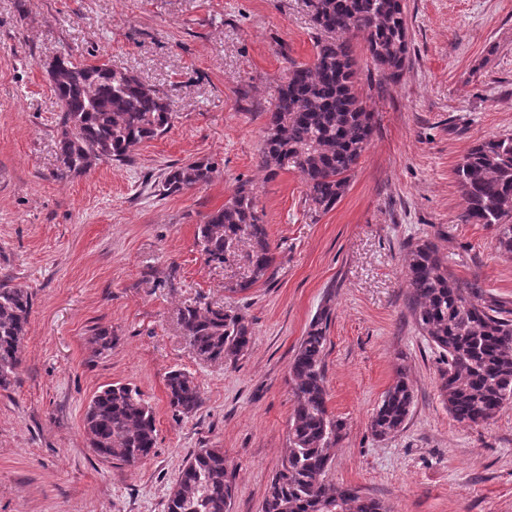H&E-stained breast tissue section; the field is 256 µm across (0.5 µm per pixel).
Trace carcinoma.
I'll use <instances>...</instances> for the list:
<instances>
[{
    "label": "carcinoma",
    "instance_id": "1",
    "mask_svg": "<svg viewBox=\"0 0 512 512\" xmlns=\"http://www.w3.org/2000/svg\"><path fill=\"white\" fill-rule=\"evenodd\" d=\"M308 7L317 31L315 53L310 62L289 67L283 78L267 112L259 165L274 175L298 172L308 211L320 215L347 192L374 132L352 39L364 37L371 62L389 83L403 77L410 41L404 0H308ZM46 72L62 107L54 172L60 181L99 161L129 160L141 143L171 125L167 99L127 70L76 64L60 55ZM217 172L208 161L172 166L155 189L165 197L181 193L209 184ZM454 174L467 200L461 223L494 227L499 253L512 259V136L480 141ZM196 238L205 261L216 264L224 263L237 241L249 242L251 276L230 291L244 292L272 276L275 253L253 183L239 182L224 207L198 225ZM405 262L415 324L440 349L445 365L440 393L448 412L467 425L489 422L512 403V301L459 281L429 240L411 244ZM32 306L28 289L0 282V389L17 382ZM330 313L325 306L315 315L291 361L289 446L267 485L263 512H382L378 501L326 481L345 429L327 405ZM178 322L194 353L207 362L236 360L252 343L251 323L222 305L187 306ZM166 386L175 412L187 416L201 407L202 393L190 374L173 370ZM413 406L414 392L400 366L372 413L371 434L379 440L395 436ZM84 430L98 456L128 467L144 462L156 444L152 407L139 389L125 384H108L93 396ZM235 488L224 449L201 448L186 459L166 512H229Z\"/></svg>",
    "mask_w": 512,
    "mask_h": 512
}]
</instances>
